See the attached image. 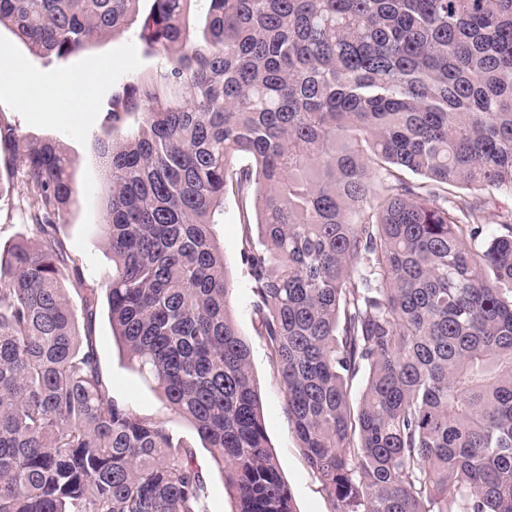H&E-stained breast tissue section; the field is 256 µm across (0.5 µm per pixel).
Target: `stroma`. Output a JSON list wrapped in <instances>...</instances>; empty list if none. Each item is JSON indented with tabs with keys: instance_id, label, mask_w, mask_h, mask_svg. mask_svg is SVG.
<instances>
[{
	"instance_id": "stroma-1",
	"label": "stroma",
	"mask_w": 512,
	"mask_h": 512,
	"mask_svg": "<svg viewBox=\"0 0 512 512\" xmlns=\"http://www.w3.org/2000/svg\"><path fill=\"white\" fill-rule=\"evenodd\" d=\"M161 61V56L147 54L132 28L110 35L83 54L60 64L32 55L8 27L0 28V120L13 124L19 136L53 139L69 159L78 192L58 230L90 288H104L112 274V255L98 236L103 219L102 188L106 181L105 162L96 149V142L103 134L101 121L118 84L151 72ZM64 76L72 79L73 94L59 100L56 111L42 110L39 99L53 92ZM8 155V149L1 147L0 248L33 234L25 215L27 185L20 173L11 171L6 164ZM216 234L234 283L230 299L232 316L251 350L266 433L282 476L291 490L297 512H331L319 477L298 446L279 379L268 358L266 341L257 332L254 295L242 257L247 229L240 221L238 200L233 194L224 196ZM90 332L113 397L136 412L155 416L175 434L194 437L190 423L175 414L163 396L128 365L112 333L106 301H99Z\"/></svg>"
}]
</instances>
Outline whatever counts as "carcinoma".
<instances>
[{
    "label": "carcinoma",
    "instance_id": "obj_1",
    "mask_svg": "<svg viewBox=\"0 0 512 512\" xmlns=\"http://www.w3.org/2000/svg\"><path fill=\"white\" fill-rule=\"evenodd\" d=\"M141 2L0 0V26L51 62L132 26L174 54L112 93L98 235L112 331L232 512L296 508L214 238L228 192L332 512H512V0H206L200 38V0ZM0 144L36 233L0 252V512H205L194 442L111 396L76 325L66 276L88 323L98 297L57 234L68 159Z\"/></svg>",
    "mask_w": 512,
    "mask_h": 512
}]
</instances>
